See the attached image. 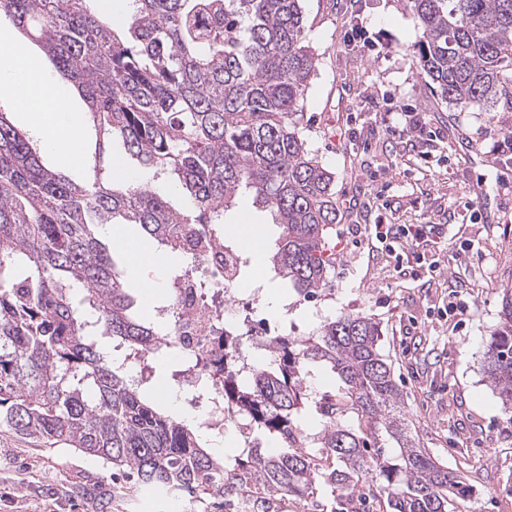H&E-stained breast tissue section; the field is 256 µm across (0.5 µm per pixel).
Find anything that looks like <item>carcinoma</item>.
Instances as JSON below:
<instances>
[{"instance_id":"1","label":"carcinoma","mask_w":512,"mask_h":512,"mask_svg":"<svg viewBox=\"0 0 512 512\" xmlns=\"http://www.w3.org/2000/svg\"><path fill=\"white\" fill-rule=\"evenodd\" d=\"M98 0H0V20L37 42L82 93L87 115L140 166L169 177L188 199L180 213L147 187L107 175L71 183L44 168L29 137L0 111V424L44 447L93 456L129 488L188 493L215 512H288L318 488L346 512L386 498L387 512H447L463 478L416 443L401 407L379 323L344 314L305 338L275 336V360L244 374L237 331L224 332V367L204 365L192 389L238 412L247 440L234 463L193 426L165 412L151 376L126 367L169 359L160 340L175 324L133 312L98 239L102 224H136L185 261L178 225L230 251L224 212L246 189L281 227L273 267L298 295L332 282L326 237L337 222L333 173L312 156L297 112L315 72L300 0H129L120 19ZM425 34L420 69L442 100L483 112L512 101V0H413ZM482 369L512 412V293L501 303ZM122 351L106 355L99 338ZM317 364L341 383L299 421L304 378ZM399 448L384 455L381 437ZM321 449V456L310 452Z\"/></svg>"}]
</instances>
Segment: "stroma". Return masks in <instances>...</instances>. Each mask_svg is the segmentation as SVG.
I'll list each match as a JSON object with an SVG mask.
<instances>
[{
  "label": "stroma",
  "mask_w": 512,
  "mask_h": 512,
  "mask_svg": "<svg viewBox=\"0 0 512 512\" xmlns=\"http://www.w3.org/2000/svg\"><path fill=\"white\" fill-rule=\"evenodd\" d=\"M301 7L315 73L299 107L298 132L335 174L338 220L328 235L333 283L311 300L288 288L263 259L279 229L245 191L225 212L224 225L259 227L263 235L253 248L247 237L235 239L247 260L237 288L242 297H255L253 318L272 336L305 337L347 313L380 322L381 349L393 361L420 446L471 487L467 497L451 501L449 512H512V420L480 361L500 325L503 291L512 288V151L497 147L512 135V110L463 111L437 97L418 63L423 30L413 0H302ZM415 121L422 128L412 144L389 131ZM82 143L80 163L46 149L44 165L83 185L110 164L184 208L170 179L141 169L121 142H104L88 123ZM481 184L498 199L491 223L474 192ZM360 224L433 225L439 270L418 279L396 273L399 252L359 235ZM98 232L136 313L155 317L168 300L174 264L154 273V296L144 303L132 276L139 256L113 243L111 225ZM273 293L277 314L270 310ZM457 297L469 305L460 317L446 310ZM93 483L110 495L106 512H169L167 496L113 492L110 470L95 458L43 448L0 428V512H94L79 492Z\"/></svg>",
  "instance_id": "stroma-1"
}]
</instances>
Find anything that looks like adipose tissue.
Returning a JSON list of instances; mask_svg holds the SVG:
<instances>
[{
	"mask_svg": "<svg viewBox=\"0 0 512 512\" xmlns=\"http://www.w3.org/2000/svg\"><path fill=\"white\" fill-rule=\"evenodd\" d=\"M18 75L23 77L24 85L22 91L14 95L16 109L31 118L36 131L47 143L78 147L81 118L60 95H44L46 80L28 53L13 42L1 40L0 83L10 84Z\"/></svg>",
	"mask_w": 512,
	"mask_h": 512,
	"instance_id": "adipose-tissue-1",
	"label": "adipose tissue"
}]
</instances>
